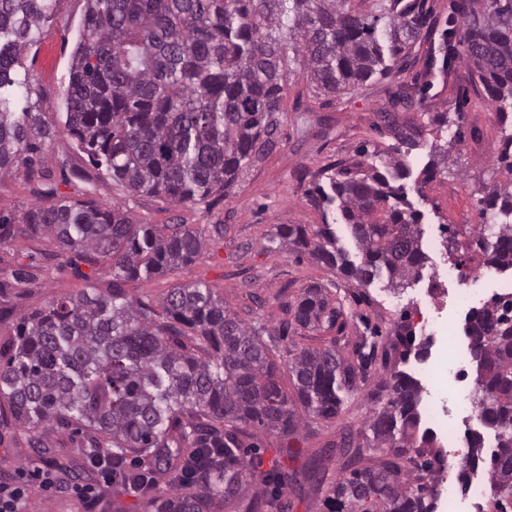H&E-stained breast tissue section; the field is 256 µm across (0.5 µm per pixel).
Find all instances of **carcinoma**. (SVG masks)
<instances>
[{
    "label": "carcinoma",
    "mask_w": 512,
    "mask_h": 512,
    "mask_svg": "<svg viewBox=\"0 0 512 512\" xmlns=\"http://www.w3.org/2000/svg\"><path fill=\"white\" fill-rule=\"evenodd\" d=\"M66 95L64 132L90 161L131 195L173 204L224 195L273 148L290 75L325 94L340 95L395 72L436 22L422 0H86ZM63 0H0V177L42 175V147L55 135L29 103L20 78L29 47ZM442 71L457 58L483 88L500 122L512 113V0H453L441 30ZM398 142L420 135L384 113ZM498 168L509 176L483 197L485 218L474 253L487 267H512V132L503 136ZM448 170V143L431 145L421 186ZM318 205H335L361 252L359 262L331 224L310 231L280 224L266 248L289 247L363 287L386 279L406 289L427 261L421 213L401 181L408 166L393 160L321 171ZM33 233L55 235L64 253L107 260L112 293L62 296L23 321L0 365V398L33 433L42 458L45 431L82 434L84 448L162 467L186 459L196 477L171 478L152 501L155 512H285V479L275 465L243 448L254 430L296 435L303 415L334 418L367 379L375 344L362 342L351 361L334 346L288 351L293 392L277 381L278 339L224 307L202 283L178 284L162 311L126 297L120 282L165 273L195 261L197 232L184 224L160 231L139 224L124 207L95 201H47L22 218ZM344 316L311 285L293 306V320L314 331ZM466 337L476 377L478 428L470 431L468 462L487 468L493 512L512 501V300L498 298L468 319ZM370 352H364L365 348ZM382 407L363 431L339 444L347 472L316 490L330 512H435L431 461L407 479L413 462L434 444L420 430L421 385L403 370L379 385ZM496 446L483 456L484 435ZM192 439L182 456L181 441Z\"/></svg>",
    "instance_id": "1"
}]
</instances>
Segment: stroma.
Returning <instances> with one entry per match:
<instances>
[{
    "instance_id": "stroma-1",
    "label": "stroma",
    "mask_w": 512,
    "mask_h": 512,
    "mask_svg": "<svg viewBox=\"0 0 512 512\" xmlns=\"http://www.w3.org/2000/svg\"><path fill=\"white\" fill-rule=\"evenodd\" d=\"M85 0H63L54 20L47 24L24 63L33 82V96L45 121L60 125L69 79L71 55L78 39ZM438 35L421 39L398 73L377 78L350 93L327 96L315 92L306 79L291 77L284 99L277 142L263 158L248 168L224 196L206 203L175 205L159 196H130L97 170L79 153L65 134H57L45 147L44 177L0 178V217L15 224L8 241L0 243V344L17 333L19 321L45 309L56 298L77 295L86 289L108 293L112 269L106 261L79 262L70 266L54 236L31 233L20 224L27 209L43 204L42 189H52L56 199H93L120 203L135 221L165 228L186 224L202 237L196 260L164 275L129 281L124 290L135 301L161 303L177 284L203 283L223 298L226 306L246 322H259L272 335L280 336L281 352L300 347L336 346L353 353L362 337L375 335L376 354L368 379L345 403L334 419L305 417L295 439L270 431L257 434L253 443L264 463L280 461L284 470L305 480L308 469L331 482L342 473L344 457L334 445L346 433H358L379 405L374 398L382 379L400 353L388 348L401 314L414 313L411 303L424 288L414 280L406 290L395 292L382 283L363 288L313 260L309 254L266 247V237L280 224H302L313 228L324 221V210L312 197L316 174L330 165H381L394 155L420 172L428 160L436 137L428 124V113L447 112L456 120L450 128L453 147L448 170L423 191H415L413 180H405L409 200L421 211L423 239L446 241L457 232L460 242L472 239V228L481 224L480 199L495 183L506 182L497 168L501 133L494 108L475 90L467 67L452 61L447 73L428 72L426 60L433 56ZM421 93L420 105L406 109L392 103L400 86ZM390 111L400 125L422 127L415 146L395 150L396 139L381 118ZM317 284L331 298L342 299L345 316L341 324L316 331L299 329L291 321L290 306L302 290ZM438 343H431L424 361L413 363L414 376L422 386L423 400L443 407L448 425L464 431L469 409L460 392H472L476 365L467 362L465 379L449 375L439 387L426 376L435 363ZM41 459L28 444L25 429L14 422L6 405H0V483H11L21 472L39 466Z\"/></svg>"
}]
</instances>
